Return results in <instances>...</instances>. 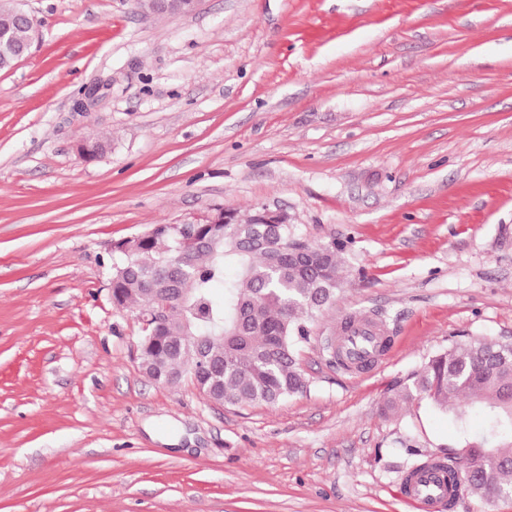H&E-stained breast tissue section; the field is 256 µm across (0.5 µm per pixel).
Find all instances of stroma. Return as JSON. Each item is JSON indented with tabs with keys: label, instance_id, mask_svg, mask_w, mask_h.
Segmentation results:
<instances>
[{
	"label": "stroma",
	"instance_id": "1",
	"mask_svg": "<svg viewBox=\"0 0 512 512\" xmlns=\"http://www.w3.org/2000/svg\"><path fill=\"white\" fill-rule=\"evenodd\" d=\"M17 4L40 36L0 70V512H414L409 468L483 416L384 397L512 342V0ZM219 205L281 211L348 275L273 406L151 381L112 301L114 242ZM349 314L393 336L379 369L325 354Z\"/></svg>",
	"mask_w": 512,
	"mask_h": 512
}]
</instances>
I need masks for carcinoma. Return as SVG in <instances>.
Listing matches in <instances>:
<instances>
[{"instance_id": "obj_1", "label": "carcinoma", "mask_w": 512, "mask_h": 512, "mask_svg": "<svg viewBox=\"0 0 512 512\" xmlns=\"http://www.w3.org/2000/svg\"><path fill=\"white\" fill-rule=\"evenodd\" d=\"M110 143L91 139L80 153L94 159ZM197 224L198 242L185 244L178 229L157 224L145 241L113 243L112 300L137 310H159L141 337L140 367L158 384L188 379L208 397L230 405H275L307 390L298 345L309 323L344 285L336 246H316L315 270L293 258L299 246L289 224ZM235 275H225L226 266ZM224 288L217 299L214 288ZM429 401L439 410L459 400L484 412L478 437L467 436L443 457L448 481L471 496L498 499L512 493V343L456 342L432 356L383 410Z\"/></svg>"}]
</instances>
